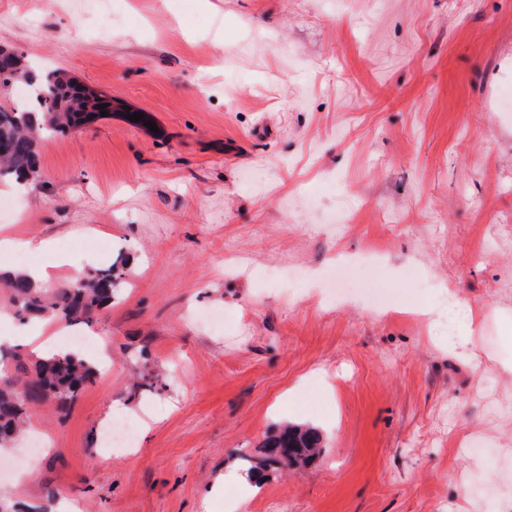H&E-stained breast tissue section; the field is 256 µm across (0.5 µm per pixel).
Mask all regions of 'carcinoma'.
<instances>
[{
    "label": "carcinoma",
    "instance_id": "carcinoma-1",
    "mask_svg": "<svg viewBox=\"0 0 512 512\" xmlns=\"http://www.w3.org/2000/svg\"><path fill=\"white\" fill-rule=\"evenodd\" d=\"M11 66L32 95L20 106L0 105V181L14 179L35 182L40 174V149L47 138L78 130L102 117L95 105L112 111V99L102 96L92 102L79 93L61 71L36 73L24 54H15ZM126 259L93 271L52 293L39 287L24 274L8 276L4 286L9 307L21 321L34 316L47 320L63 318L73 324L85 323L112 304L116 289L125 283ZM12 368L0 372V449L13 447L23 432L29 409L49 401L64 409L89 385L98 370L71 351H63L32 363L17 352L11 354ZM323 435L313 425L284 424L277 427L261 445V457L245 468L259 488L273 465L306 468L321 454Z\"/></svg>",
    "mask_w": 512,
    "mask_h": 512
}]
</instances>
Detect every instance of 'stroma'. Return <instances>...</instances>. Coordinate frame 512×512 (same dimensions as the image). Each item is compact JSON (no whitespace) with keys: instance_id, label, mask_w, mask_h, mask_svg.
Returning a JSON list of instances; mask_svg holds the SVG:
<instances>
[{"instance_id":"stroma-1","label":"stroma","mask_w":512,"mask_h":512,"mask_svg":"<svg viewBox=\"0 0 512 512\" xmlns=\"http://www.w3.org/2000/svg\"><path fill=\"white\" fill-rule=\"evenodd\" d=\"M0 0V45L121 113L41 146L37 185L0 189V234L69 244L58 288L119 255L127 282L80 325L106 365L0 479L61 512H505L512 503V0ZM351 218L337 230L333 213ZM391 302L317 282L367 248ZM304 272L302 289L264 279ZM413 270L410 283L404 270ZM471 347L434 339L448 296ZM199 309L224 311L222 330ZM145 421L132 451L102 430ZM323 455L224 485L283 422ZM480 436L497 462L472 454ZM448 329L450 334L445 338L448 348L454 349L460 343L465 345L473 332L474 313L472 308L455 299L454 294L448 296Z\"/></svg>"}]
</instances>
